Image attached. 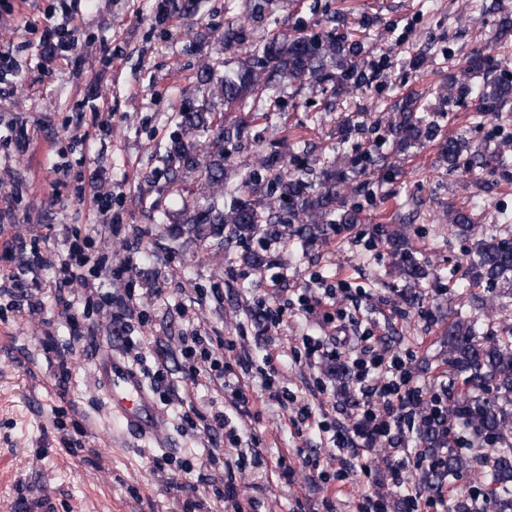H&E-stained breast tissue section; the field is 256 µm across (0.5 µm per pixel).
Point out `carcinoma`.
<instances>
[{
	"label": "carcinoma",
	"instance_id": "cac0c4a2",
	"mask_svg": "<svg viewBox=\"0 0 512 512\" xmlns=\"http://www.w3.org/2000/svg\"><path fill=\"white\" fill-rule=\"evenodd\" d=\"M169 12L192 17L194 0H167ZM244 42L243 28L231 20L224 28L222 44L230 50ZM359 49L336 33V29L288 36L272 32L244 50L235 70L220 73L210 67L196 74L195 94L186 98L178 113L180 134L164 147L163 162L169 178L191 177L217 192L200 202L186 199L165 215L175 239L188 241L219 237L224 226H233L234 235L245 239L263 224H298L294 233L305 238L320 224H351L350 213L336 215L338 181L344 175L333 171L323 189L315 192L300 175L282 172V156L271 153L261 161L263 173L246 172L236 180L227 177L225 144L244 137L241 122L224 124V113L247 112L260 115L276 111L285 83H338L354 74ZM461 83L476 102L477 116L496 114L512 105V77L502 76L474 86L464 74L448 88ZM224 104L215 110L214 99ZM434 121L414 114L407 103L394 127L396 146L405 150L434 137ZM466 151L464 142L450 138L442 147L448 169H458ZM512 226L506 224L476 245L466 268L471 287L503 289L512 295ZM403 275L420 282L427 270L411 257L402 261ZM448 373L452 383H461L460 393L450 396L448 422L462 421L471 431L470 456L448 450L445 469L425 473L429 491L446 478L472 463L482 466L481 480L497 488L491 512H512V333L491 336L483 325L461 313L448 323ZM421 439L428 448H443L447 441L441 427L425 423Z\"/></svg>",
	"mask_w": 512,
	"mask_h": 512
}]
</instances>
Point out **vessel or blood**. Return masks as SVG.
Wrapping results in <instances>:
<instances>
[{"mask_svg": "<svg viewBox=\"0 0 512 512\" xmlns=\"http://www.w3.org/2000/svg\"><path fill=\"white\" fill-rule=\"evenodd\" d=\"M113 418L126 430L156 443L165 440L164 415L143 378L126 362L120 350L106 353L96 367Z\"/></svg>", "mask_w": 512, "mask_h": 512, "instance_id": "b4317fda", "label": "vessel or blood"}]
</instances>
